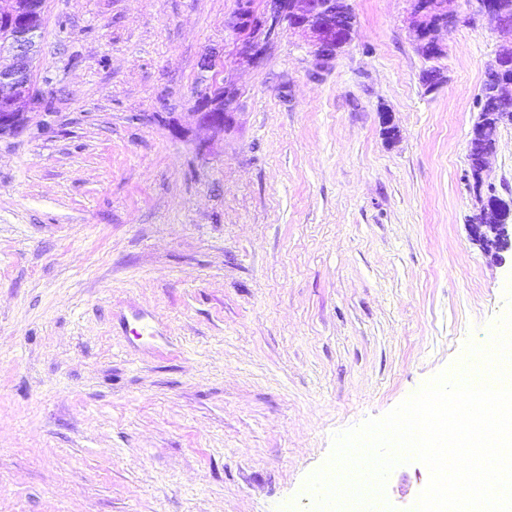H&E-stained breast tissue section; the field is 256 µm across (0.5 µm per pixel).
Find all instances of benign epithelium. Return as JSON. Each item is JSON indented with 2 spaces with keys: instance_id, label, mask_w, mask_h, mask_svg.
I'll return each mask as SVG.
<instances>
[{
  "instance_id": "obj_1",
  "label": "benign epithelium",
  "mask_w": 512,
  "mask_h": 512,
  "mask_svg": "<svg viewBox=\"0 0 512 512\" xmlns=\"http://www.w3.org/2000/svg\"><path fill=\"white\" fill-rule=\"evenodd\" d=\"M472 13L486 16L496 24L502 44L495 57L486 66L497 72L512 62V5L505 0H469ZM339 20L353 21L348 0H266L264 12L255 14L252 0H239L232 21L236 30L247 31L239 47V54L249 62L257 63L266 56L269 46L286 28L299 33L313 58L316 71L326 70L347 44ZM459 18L448 12L446 0H410L409 28L414 35L418 53L435 66L422 73V83L434 91L446 82L438 63L445 55L443 35L453 28ZM7 63H0V104H10L17 112H0V137L22 133L34 120L32 112L34 92L31 69L35 56L34 31L19 22L14 25L7 48L0 51ZM493 94L504 104L512 103V76L500 78ZM238 93L233 83L221 87L209 86L200 93L196 111L191 113L194 124L213 134L224 132L233 121ZM512 125V112H492L479 117V132L472 133L468 142V160L476 192H481L483 173L488 159L496 150L497 140H486L480 131L489 123ZM479 207L469 224L470 239L491 259L503 264L505 254H512V199L478 197Z\"/></svg>"
}]
</instances>
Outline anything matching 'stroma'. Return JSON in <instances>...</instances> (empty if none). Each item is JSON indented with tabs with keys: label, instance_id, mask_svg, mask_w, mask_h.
<instances>
[{
	"label": "stroma",
	"instance_id": "obj_1",
	"mask_svg": "<svg viewBox=\"0 0 512 512\" xmlns=\"http://www.w3.org/2000/svg\"><path fill=\"white\" fill-rule=\"evenodd\" d=\"M351 4L318 74L289 31L239 57L238 0H46L44 122L0 139V512H311L337 433L490 345L512 265L468 224L512 197V126L479 189L467 145L501 38L451 0L430 92L409 0ZM222 79L215 135L189 114ZM237 98V89L229 81H224L219 87H206L200 93L196 112H190L194 124L213 134H224V129L233 121Z\"/></svg>",
	"mask_w": 512,
	"mask_h": 512
}]
</instances>
